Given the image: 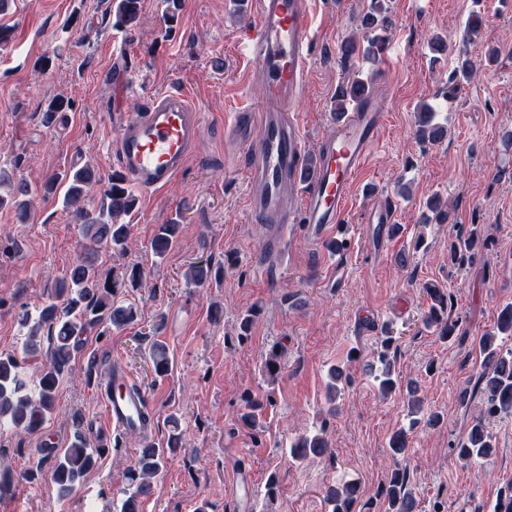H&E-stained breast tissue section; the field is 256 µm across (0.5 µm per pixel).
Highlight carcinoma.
<instances>
[{
    "instance_id": "carcinoma-1",
    "label": "carcinoma",
    "mask_w": 512,
    "mask_h": 512,
    "mask_svg": "<svg viewBox=\"0 0 512 512\" xmlns=\"http://www.w3.org/2000/svg\"><path fill=\"white\" fill-rule=\"evenodd\" d=\"M141 12V0H112V28L127 30L134 27ZM392 27L384 0H371L369 9L360 18L361 38L350 37L340 47L342 58L348 60L359 52L368 59H375L381 44ZM476 70V64L469 57L458 58V64L448 78L453 83L457 77L466 78ZM368 96V85L359 78L342 84L336 95L333 112L340 117L345 114L346 102H358ZM434 108L424 104L417 112V136L429 142L440 141L446 133L445 127L432 123ZM67 184L63 196V206L70 210L82 235L96 245L126 248L129 239V226L124 218L137 208L138 197L127 186L124 177L114 173L102 182L97 172L88 164L72 167L66 172L44 181L43 192L56 190L57 183ZM7 187V194L0 193V208L10 204L15 209L19 221L24 222L30 213L32 189L23 180H15L0 169V187ZM101 187L100 196L94 197L95 188ZM180 231L178 224H163L151 242V249L157 256L168 252ZM475 242L467 237L458 241L451 250V259L459 264L474 256ZM188 282L204 287L213 281L224 279V271L213 269L207 262L191 266L186 273ZM117 280L104 277L98 268L96 253L89 249L82 254L51 289L38 316L22 315V324L28 327L25 350L30 353L45 352V362L38 375V395L32 397L24 388L20 378V360L14 354L0 353V422L7 421L16 429L25 432L34 430L47 415L52 413L60 382L69 373L74 353L82 343V336L100 324L114 328L124 327L138 317L133 304H117L112 300V289ZM432 304L425 313L424 322L439 328L441 338L447 339L452 332L448 324V300L451 294L440 288H425ZM492 336L480 340V350L484 356L485 370L474 388L461 394L465 402L476 393L487 397L490 404L488 413L512 412V352L504 353L492 347ZM149 360L158 377L169 374L173 357L169 346L155 339L148 347ZM407 393L414 412L421 414L417 423L425 428H434L440 423L436 413H424L418 386L407 385ZM264 402L248 397L240 415L242 425L250 430L260 425ZM171 433L166 446L153 444L144 446L135 461L127 470L128 488L124 491L120 512H141V504L153 491L152 478L163 467L167 455L174 453L182 445L179 420L172 416ZM73 433L67 448L56 457L53 479L58 496L69 497L81 478L96 465L97 457L104 445L93 442L83 428V417H72ZM492 436L482 421H476L465 439L455 446L457 456L465 461L484 459L494 453ZM329 451L328 441L320 434L301 438L290 450L291 457L303 459L310 455L322 456ZM409 475L404 468L397 467L392 472L385 491L386 512H415L416 502L408 490ZM357 487L346 483L340 488H330L327 500L332 504L331 512H351V505Z\"/></svg>"
}]
</instances>
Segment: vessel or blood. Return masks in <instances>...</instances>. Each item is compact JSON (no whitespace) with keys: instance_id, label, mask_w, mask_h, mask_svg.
Listing matches in <instances>:
<instances>
[{"instance_id":"vessel-or-blood-1","label":"vessel or blood","mask_w":512,"mask_h":512,"mask_svg":"<svg viewBox=\"0 0 512 512\" xmlns=\"http://www.w3.org/2000/svg\"><path fill=\"white\" fill-rule=\"evenodd\" d=\"M257 22L247 36L249 60L261 77L259 108L233 113L227 127L253 162L255 190L249 200L252 220L271 227L280 241L300 231L313 242L326 240L344 216L354 178L380 137L382 112L366 101L333 123L324 135L311 183L302 181L304 138L291 115L311 61L313 34L307 0H255ZM260 136H253V126ZM203 128L187 93L167 90L144 111L120 124L113 148L122 174L140 191L160 194L183 170ZM108 425L148 434L154 413L145 391L121 370L100 386Z\"/></svg>"}]
</instances>
